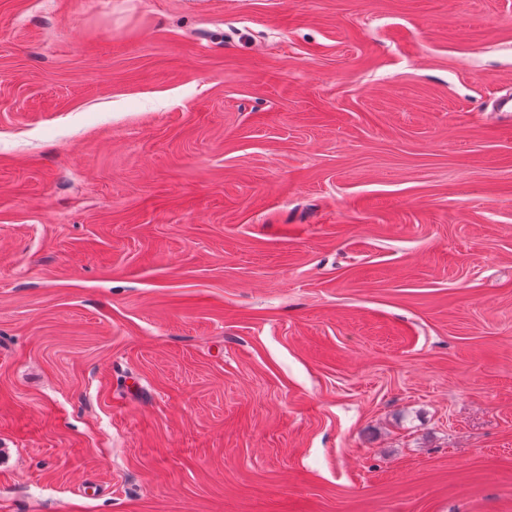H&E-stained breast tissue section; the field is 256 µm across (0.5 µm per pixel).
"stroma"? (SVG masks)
<instances>
[{"label": "stroma", "mask_w": 512, "mask_h": 512, "mask_svg": "<svg viewBox=\"0 0 512 512\" xmlns=\"http://www.w3.org/2000/svg\"><path fill=\"white\" fill-rule=\"evenodd\" d=\"M512 0H0V512H512Z\"/></svg>", "instance_id": "35a3bbf8"}]
</instances>
